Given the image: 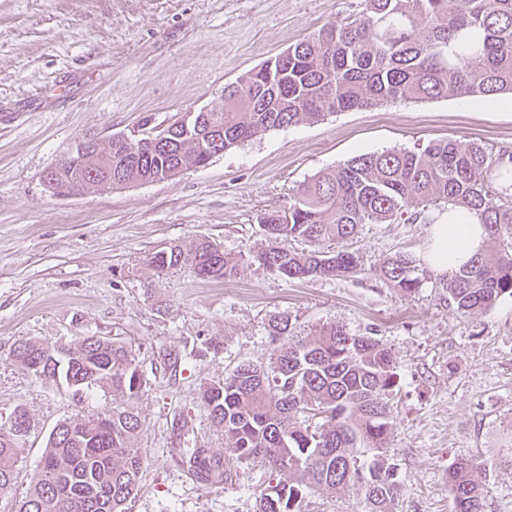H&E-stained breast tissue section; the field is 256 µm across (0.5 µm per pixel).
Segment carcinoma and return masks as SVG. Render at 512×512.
Returning a JSON list of instances; mask_svg holds the SVG:
<instances>
[{
    "instance_id": "1",
    "label": "carcinoma",
    "mask_w": 512,
    "mask_h": 512,
    "mask_svg": "<svg viewBox=\"0 0 512 512\" xmlns=\"http://www.w3.org/2000/svg\"><path fill=\"white\" fill-rule=\"evenodd\" d=\"M358 18L329 23L288 47V58L266 60L224 86L223 104L195 113L189 128L175 129L173 147L149 142L140 160L126 161L125 136L113 134L74 162H59L44 184L58 196L73 183L80 192L164 181L204 161L201 141L224 127L223 150L266 132L314 124L337 112L395 101L449 97L477 100L512 95V0H364ZM112 171V181L105 173ZM473 211L498 246L479 253L436 283L448 306L465 315L512 297V151L446 138L414 149L352 157L302 182L285 213L262 216L268 246L257 260L290 280L345 276L361 271L345 242L363 224L392 223L404 215L431 224L433 207ZM310 244L306 252L285 247ZM241 259L210 241L174 245L151 254L146 266L160 275L189 264L204 280L234 277ZM390 287L412 294L425 277L406 254L378 271ZM274 344L268 364L242 361L224 380L206 385L200 398L228 451L275 472L259 496L258 512H302L305 491L331 493L351 485L365 490L369 512H392L402 486L384 457L391 427L395 362L373 336H352L336 322L292 335L283 313L269 323ZM9 357L47 383L75 394L101 388L117 405L100 423L89 415L57 425L39 472L16 512H125L139 486L143 426L135 403L147 380L128 347L101 336L74 346L21 342ZM320 417L321 424L310 419ZM0 424V490L14 485L24 444ZM196 448L181 459L187 473L207 481L216 468ZM482 462L460 458L449 468L455 512H483V489L474 479Z\"/></svg>"
}]
</instances>
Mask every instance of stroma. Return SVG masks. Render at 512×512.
Returning <instances> with one entry per match:
<instances>
[{
  "label": "stroma",
  "mask_w": 512,
  "mask_h": 512,
  "mask_svg": "<svg viewBox=\"0 0 512 512\" xmlns=\"http://www.w3.org/2000/svg\"><path fill=\"white\" fill-rule=\"evenodd\" d=\"M363 0H0V422L23 407L32 429L0 512H16L57 424L104 413L111 394L79 397L27 374L8 356L19 341L73 345L104 336L131 348L148 385L137 401L144 467L127 512H256L270 473L236 461L199 393L240 361L268 363V324L288 313L295 335L332 321L378 338L394 356L386 455L402 492L393 512H454L448 479L460 457L488 459L475 475L484 512H512V298L461 316L436 272L404 295L383 261L419 257L422 221L365 224L347 241L353 276L291 281L261 266L267 212L297 186L353 156L433 139L512 149V109L471 99L398 101L275 129L171 180L72 198L43 182L85 136L107 139L143 119L172 123L220 104L225 85ZM206 239L241 260L226 281L192 267L155 276L145 261ZM177 357L168 365L165 355ZM203 449L223 477L192 480L179 459ZM303 512H367L363 488L308 490Z\"/></svg>",
  "instance_id": "stroma-1"
}]
</instances>
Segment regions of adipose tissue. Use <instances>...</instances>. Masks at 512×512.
<instances>
[{
    "label": "adipose tissue",
    "mask_w": 512,
    "mask_h": 512,
    "mask_svg": "<svg viewBox=\"0 0 512 512\" xmlns=\"http://www.w3.org/2000/svg\"><path fill=\"white\" fill-rule=\"evenodd\" d=\"M486 231L476 215L463 207H448L430 228V241L421 260L437 273L467 263L483 248Z\"/></svg>",
    "instance_id": "ef3b65f1"
}]
</instances>
